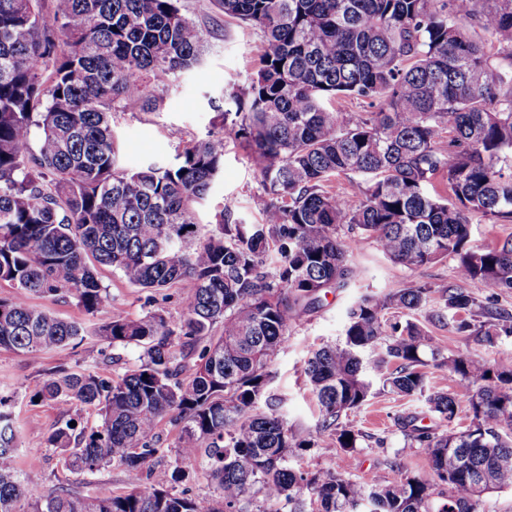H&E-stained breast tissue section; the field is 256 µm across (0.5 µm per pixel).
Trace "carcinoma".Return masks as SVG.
Wrapping results in <instances>:
<instances>
[{
  "instance_id": "cac0c4a2",
  "label": "carcinoma",
  "mask_w": 512,
  "mask_h": 512,
  "mask_svg": "<svg viewBox=\"0 0 512 512\" xmlns=\"http://www.w3.org/2000/svg\"><path fill=\"white\" fill-rule=\"evenodd\" d=\"M216 3L262 33L256 72L209 98L218 131L128 169L115 104L157 111L153 84L200 66L212 32L180 0H53L49 18L42 0H0V287L13 289L0 298V349L37 355L91 332L142 350L115 378L60 368L31 394L65 417L78 403L96 407L99 429L67 420L46 443L71 470L122 468L128 490L91 499L19 479L1 396L0 512H242L255 487L259 512H481L484 493L512 489L511 368L459 351L437 363L451 384L426 401L448 430L401 421L431 481L408 471L352 480L359 433L340 418L368 401L370 373L393 393L424 392L425 333L387 317L392 309L409 315L432 302L428 319L457 336L488 346L512 336V314L464 287L512 291V236L472 240L476 219L512 222V0ZM336 97L376 111L338 112ZM226 133L261 177V218L221 212L203 234L195 205L223 172ZM349 173L365 177L363 197L326 188ZM363 239L409 268L450 257L456 279L358 297L341 343L305 361L320 423L301 434L268 395L270 365L323 293L358 281ZM102 266L153 293L187 286L183 320L154 309L90 331L28 303L67 294L90 320L112 301ZM462 412L470 423L458 429ZM167 418L181 428L174 461L160 465ZM313 447L333 466L290 467V454ZM199 459L216 499L174 492Z\"/></svg>"
}]
</instances>
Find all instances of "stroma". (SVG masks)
Masks as SVG:
<instances>
[{
	"mask_svg": "<svg viewBox=\"0 0 512 512\" xmlns=\"http://www.w3.org/2000/svg\"><path fill=\"white\" fill-rule=\"evenodd\" d=\"M185 13L196 23L213 28L215 36L209 43L201 66L173 82L163 92L158 111H118L113 116L122 162L134 168L157 157L173 156L177 149L205 138L212 128L213 111L209 97L219 95L230 84L246 85L258 65L262 50L258 31L225 20L214 0H182ZM262 192L259 175L245 151L233 140H226L224 170L212 184L207 198L197 207L201 225L214 223L219 211H231L234 218L254 224L259 214L253 200ZM362 275L356 284L342 292L328 293L322 306L304 315L300 325L288 338V345L275 355L271 363L272 381L268 387L280 402V412L289 427L300 433L315 432L320 414L315 398L309 392L302 372L312 349L334 344L342 339L346 309L362 294L390 292L411 280L439 285L455 277V262L445 259L421 268H407L386 259L372 241L362 242L354 254ZM103 287L112 297L109 307L96 316L104 323L111 316L131 318L142 316L153 308H162L171 323H180L184 310L180 288L173 287L148 302L146 291L123 281L111 268L98 271ZM414 320L429 336V347L439 354L463 351L482 362L500 361L504 353L512 352V338L501 339L486 346L467 336H456L446 327L429 322L421 311ZM105 344L98 336L87 334L76 347H65L35 356L0 350V394L11 396L17 430V452L21 472L43 490L60 488L84 497H109L127 489L122 468L111 466L95 474L68 470L46 439L61 419L59 410L51 404L30 400L36 382L48 378L54 367L87 369L105 377L123 373L136 363L140 354L134 347H117L112 361H104L101 352ZM417 414L419 424L441 429L439 417L430 412L424 396H399L374 382L369 400L360 409L349 412L341 422L359 431L360 437L350 469L353 480L370 484L379 478L395 479L400 469L429 476L427 459L420 449L411 447L398 425L399 416Z\"/></svg>",
	"mask_w": 512,
	"mask_h": 512,
	"instance_id": "1",
	"label": "stroma"
}]
</instances>
